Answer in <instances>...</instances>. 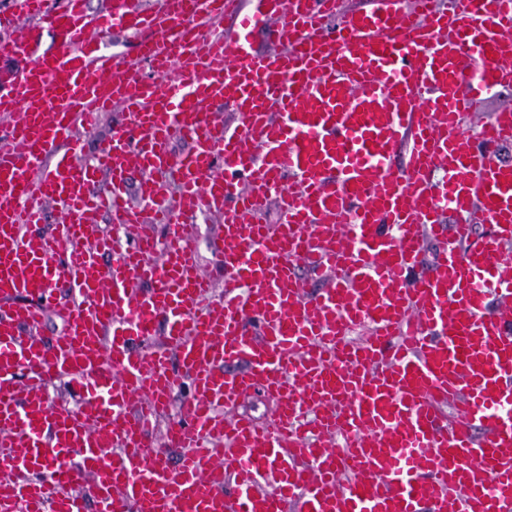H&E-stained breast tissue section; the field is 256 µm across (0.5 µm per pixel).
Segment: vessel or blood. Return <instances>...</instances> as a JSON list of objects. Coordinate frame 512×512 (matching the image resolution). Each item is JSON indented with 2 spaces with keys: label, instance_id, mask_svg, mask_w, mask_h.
<instances>
[{
  "label": "vessel or blood",
  "instance_id": "obj_1",
  "mask_svg": "<svg viewBox=\"0 0 512 512\" xmlns=\"http://www.w3.org/2000/svg\"><path fill=\"white\" fill-rule=\"evenodd\" d=\"M10 3L0 512H512V104L468 130L512 87V0ZM193 211L224 217L223 294ZM61 378L87 401L52 405ZM116 112L108 113L102 117L95 130L85 135V156L89 157L95 149L98 140L107 137L114 122L118 120ZM270 400L262 393H251L241 402L238 411L250 415L259 421H264L270 416Z\"/></svg>",
  "mask_w": 512,
  "mask_h": 512
}]
</instances>
